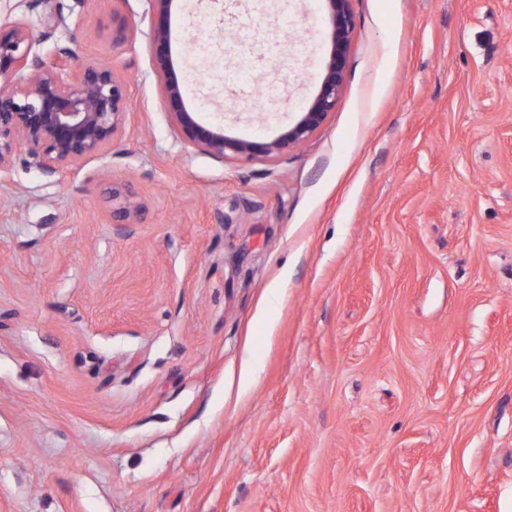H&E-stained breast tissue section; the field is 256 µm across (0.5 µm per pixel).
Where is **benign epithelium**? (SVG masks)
<instances>
[{
  "label": "benign epithelium",
  "mask_w": 512,
  "mask_h": 512,
  "mask_svg": "<svg viewBox=\"0 0 512 512\" xmlns=\"http://www.w3.org/2000/svg\"><path fill=\"white\" fill-rule=\"evenodd\" d=\"M151 39L165 55L167 17L173 0H151ZM325 22L331 28L330 57L320 89L307 111L276 139L258 142L230 137L218 126L200 123L182 104L177 79L164 73L166 100L185 140L218 158L269 157L304 142L333 111L345 78V55L353 31L349 0H326ZM28 28L0 30V170L26 153L42 171L54 174L101 154L113 141L127 114L126 84L112 70L94 63L73 68L76 52L58 48L49 56L33 50ZM22 79L11 82V76Z\"/></svg>",
  "instance_id": "1"
}]
</instances>
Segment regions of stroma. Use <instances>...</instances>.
<instances>
[{"label": "stroma", "instance_id": "obj_1", "mask_svg": "<svg viewBox=\"0 0 512 512\" xmlns=\"http://www.w3.org/2000/svg\"><path fill=\"white\" fill-rule=\"evenodd\" d=\"M349 7L326 121L221 159L165 70L273 140L319 90L322 0H174L163 59L150 0H0L129 108L102 155L0 171V512H512V0Z\"/></svg>", "mask_w": 512, "mask_h": 512}]
</instances>
